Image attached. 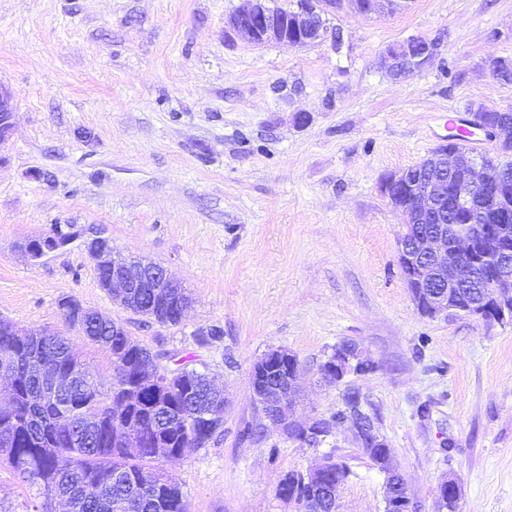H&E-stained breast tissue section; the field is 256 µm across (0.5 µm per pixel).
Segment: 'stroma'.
Returning a JSON list of instances; mask_svg holds the SVG:
<instances>
[{"label": "stroma", "mask_w": 512, "mask_h": 512, "mask_svg": "<svg viewBox=\"0 0 512 512\" xmlns=\"http://www.w3.org/2000/svg\"><path fill=\"white\" fill-rule=\"evenodd\" d=\"M239 5L0 0V84L15 94L0 149V318L67 337L105 385L112 361L66 322L64 298L207 368L228 402L223 436L171 468L190 512H291L281 479L326 454L348 469L338 512H384L385 475L350 426L313 448L266 420L251 372L278 348L301 364L300 419L362 394L418 512H441L449 478L461 512H512V323L417 313L398 263L403 219L380 190L446 137L449 115L512 109V84L486 67L512 59V0L371 15L347 4L329 17L338 50L246 43L225 26ZM412 36L436 40L432 61L402 78L381 70V51ZM69 224L165 267L192 297L182 322L114 302L82 242L40 261L18 248ZM212 327L223 337L200 344ZM344 341L377 369L325 383L320 366Z\"/></svg>", "instance_id": "35a3bbf8"}]
</instances>
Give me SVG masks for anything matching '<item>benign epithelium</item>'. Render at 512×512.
<instances>
[{"label":"benign epithelium","instance_id":"benign-epithelium-1","mask_svg":"<svg viewBox=\"0 0 512 512\" xmlns=\"http://www.w3.org/2000/svg\"><path fill=\"white\" fill-rule=\"evenodd\" d=\"M268 0H241L226 25L238 38L248 43L262 45L269 42H289L308 46L331 40L333 46L343 43L342 31L325 26L322 13L334 9L337 0H304L297 11L280 10L267 5ZM432 41L419 37L387 46L379 55V66L395 75L405 66L411 70L424 68L434 54ZM14 97L0 84V149L6 144L13 128ZM500 169L485 155L462 150L452 138L442 140L431 153L412 171L405 170L386 176L381 191L393 209L405 217L427 215L448 201L453 193V203L465 214L466 221L439 224L437 228L415 236L410 234L398 240V259L406 287L409 288L417 312L434 317L448 312L466 313L485 322L504 321L512 317V237L501 232L503 224L492 227L483 223L488 212L480 202L500 183ZM65 242L53 233L29 239L21 248L34 260H41L70 243L81 239L86 252L96 261V270L122 264L125 270L112 273L103 288L118 301L128 288H178L159 265L134 258L118 262L112 255V241L94 227L67 226ZM494 267V275L483 285V293L468 300L462 289L472 287L476 270L483 264ZM366 356L352 342L336 346L328 359L326 370L336 383L356 372ZM286 363L291 375L285 376V385L268 386L265 376L277 372ZM300 363L293 354L280 351L258 362L252 369L253 395L265 406L271 423L283 432L292 426L297 432L292 439L308 446H315L330 434V428L310 420L293 421L288 413L294 402V391L299 378ZM83 378L76 369L71 377L54 379L43 384V397L55 400L62 395L70 381ZM354 437L362 442H383L385 438L370 423L357 417L351 419ZM341 468V463L328 456L301 473L311 498L326 496L330 510H337V496L341 481L330 486L324 477L331 466ZM388 512H415L407 487L391 484L385 487Z\"/></svg>","mask_w":512,"mask_h":512}]
</instances>
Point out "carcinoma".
Returning a JSON list of instances; mask_svg holds the SVG:
<instances>
[{
  "instance_id": "carcinoma-1",
  "label": "carcinoma",
  "mask_w": 512,
  "mask_h": 512,
  "mask_svg": "<svg viewBox=\"0 0 512 512\" xmlns=\"http://www.w3.org/2000/svg\"><path fill=\"white\" fill-rule=\"evenodd\" d=\"M497 166L506 172L497 198L510 206L512 217V142L500 145ZM186 291L158 295L150 288L130 289L131 311L176 326L183 318L181 301ZM83 336L112 360L109 387L94 382L78 384L58 403L39 410L31 402L39 396L42 381L53 372L87 369L69 341L56 334L42 336L36 346L23 336L0 332V359L9 357L12 386L10 404L0 407V466L7 467L40 499L44 483L52 481L64 501L65 512H189L181 482L155 466L165 460L175 464L193 448L214 439L206 414L215 402L208 374L198 369L177 375L164 386L141 382L149 364V348L134 341L116 321L91 316ZM127 386L140 389V398L127 409L126 422L140 435V447L119 448L110 441L109 422L91 428L89 413H112L113 402ZM31 460L20 470L15 458ZM288 499L300 502L308 494L300 472L291 471Z\"/></svg>"
}]
</instances>
